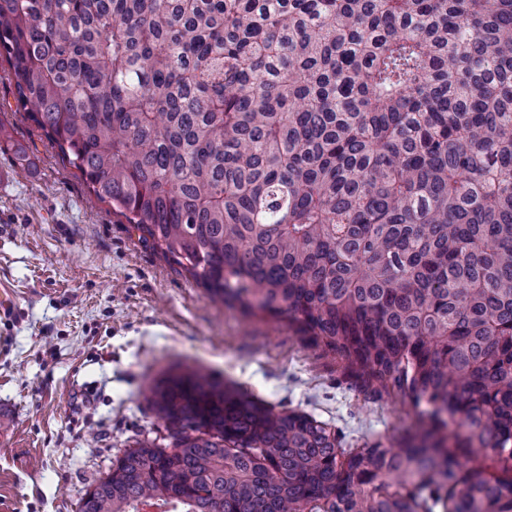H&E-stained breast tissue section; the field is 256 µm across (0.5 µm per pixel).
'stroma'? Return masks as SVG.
<instances>
[{"label":"stroma","instance_id":"stroma-1","mask_svg":"<svg viewBox=\"0 0 512 512\" xmlns=\"http://www.w3.org/2000/svg\"><path fill=\"white\" fill-rule=\"evenodd\" d=\"M0 512H76L136 440L164 435L140 393L200 367L274 410L325 422L357 451L414 433L409 395L364 391L355 369L287 320L211 301L89 192L16 108L0 57Z\"/></svg>","mask_w":512,"mask_h":512}]
</instances>
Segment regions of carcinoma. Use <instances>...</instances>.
Returning a JSON list of instances; mask_svg holds the SVG:
<instances>
[{
  "mask_svg": "<svg viewBox=\"0 0 512 512\" xmlns=\"http://www.w3.org/2000/svg\"><path fill=\"white\" fill-rule=\"evenodd\" d=\"M0 54L142 242L454 445L341 462L326 423L194 369L143 390L166 434L77 512H512V0H0Z\"/></svg>",
  "mask_w": 512,
  "mask_h": 512,
  "instance_id": "1",
  "label": "carcinoma"
}]
</instances>
